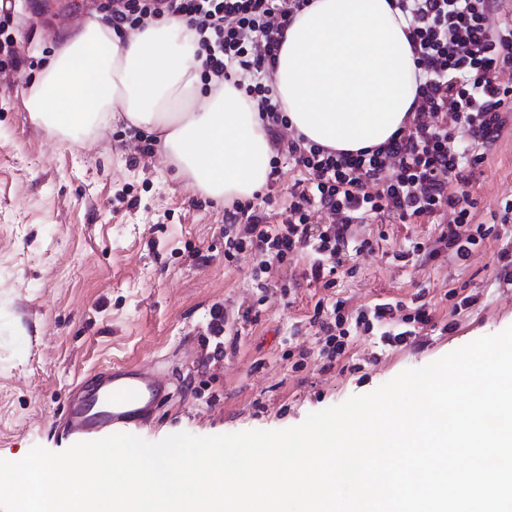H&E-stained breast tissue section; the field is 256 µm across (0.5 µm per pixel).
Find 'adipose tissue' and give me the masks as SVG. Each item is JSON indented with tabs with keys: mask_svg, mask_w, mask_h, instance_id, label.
Wrapping results in <instances>:
<instances>
[{
	"mask_svg": "<svg viewBox=\"0 0 512 512\" xmlns=\"http://www.w3.org/2000/svg\"><path fill=\"white\" fill-rule=\"evenodd\" d=\"M391 0H310L284 34L275 95L307 140L344 152L401 130L416 93L406 25ZM185 20L161 16L130 37L92 20L64 41L29 86L25 107L50 128L124 118L159 133L196 190L252 197L268 181L271 151L258 112L232 83L200 89L202 58Z\"/></svg>",
	"mask_w": 512,
	"mask_h": 512,
	"instance_id": "obj_1",
	"label": "adipose tissue"
}]
</instances>
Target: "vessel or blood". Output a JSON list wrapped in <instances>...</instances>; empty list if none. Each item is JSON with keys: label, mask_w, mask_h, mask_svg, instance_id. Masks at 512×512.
<instances>
[{"label": "vessel or blood", "mask_w": 512, "mask_h": 512, "mask_svg": "<svg viewBox=\"0 0 512 512\" xmlns=\"http://www.w3.org/2000/svg\"><path fill=\"white\" fill-rule=\"evenodd\" d=\"M171 388L156 374L132 365L111 368L97 386L71 401L67 418L73 436L104 438L147 422L153 406Z\"/></svg>", "instance_id": "b4317fda"}]
</instances>
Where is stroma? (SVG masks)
<instances>
[{"instance_id": "obj_1", "label": "stroma", "mask_w": 512, "mask_h": 512, "mask_svg": "<svg viewBox=\"0 0 512 512\" xmlns=\"http://www.w3.org/2000/svg\"><path fill=\"white\" fill-rule=\"evenodd\" d=\"M57 0L33 22L30 0L0 12L19 59L0 62V459L36 446H72L61 424L75 386L112 364L137 365L174 394L138 437L213 436L276 430L372 392L409 368L512 327V284L497 254L512 249V223L496 226L468 260L409 254L434 244L438 220L357 225L372 251L351 254L331 288L295 284L307 255L257 274L260 254L224 260V202L193 189L163 148L144 153L136 128L115 121L63 135L33 121L24 93L65 37L92 18ZM474 221L512 200V132L504 133L467 186ZM471 297L468 305L455 298ZM351 316L340 357L323 352L311 316L320 298ZM428 302L432 321L387 344L382 326L354 314L381 302ZM236 343L221 356L205 340L212 307Z\"/></svg>"}]
</instances>
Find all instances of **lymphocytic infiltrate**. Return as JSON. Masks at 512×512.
<instances>
[{"instance_id": "f902f5d3", "label": "lymphocytic infiltrate", "mask_w": 512, "mask_h": 512, "mask_svg": "<svg viewBox=\"0 0 512 512\" xmlns=\"http://www.w3.org/2000/svg\"><path fill=\"white\" fill-rule=\"evenodd\" d=\"M308 0H124L109 19L114 30L139 24L143 13L186 19L199 37L205 77L232 80L238 72L253 78L244 94L256 101L268 133L271 174H278L279 153H287L305 173L290 190L292 201L281 223L268 221L252 202H236L224 212L234 227L226 241L225 259L253 250L282 263L303 253L309 267L303 277L331 287L350 252L371 250L356 240L354 227L372 219L404 223L451 213L437 244L417 242L415 253L434 259L440 251L467 260L490 231L484 226L464 231L476 198L452 193L450 181H468L469 169L512 122L506 101L512 88L498 81L512 67V18L499 0H395L408 23L404 33L418 66L417 92L402 130L382 146L353 153L307 141L283 139L288 120L274 94L272 63L283 34ZM324 223L312 228L311 210ZM313 319L325 334L331 353H342L348 334L341 302H317Z\"/></svg>"}]
</instances>
